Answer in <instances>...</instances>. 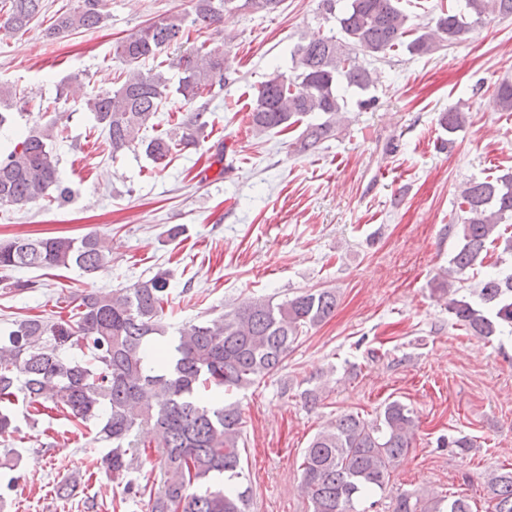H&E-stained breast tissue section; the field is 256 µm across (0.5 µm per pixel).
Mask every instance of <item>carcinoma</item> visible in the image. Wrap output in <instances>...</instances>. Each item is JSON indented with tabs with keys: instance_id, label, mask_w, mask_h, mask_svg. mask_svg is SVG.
Returning <instances> with one entry per match:
<instances>
[{
	"instance_id": "obj_1",
	"label": "carcinoma",
	"mask_w": 512,
	"mask_h": 512,
	"mask_svg": "<svg viewBox=\"0 0 512 512\" xmlns=\"http://www.w3.org/2000/svg\"><path fill=\"white\" fill-rule=\"evenodd\" d=\"M282 0H192L191 12L148 23L116 43L113 58L127 68L119 88L87 97L85 104L106 133L112 157L142 147L155 163L173 152L198 148L205 137V113L193 112L175 127L150 139L143 131L170 91L162 71L144 73L139 63L181 43L188 26H212L224 12H275ZM104 0H78L48 27L50 35L91 30L104 19ZM325 21L335 20L341 37L324 36L297 46L293 70L272 71L260 83L251 112L253 131L264 134L305 124L295 142L301 153L334 136L347 108L342 89L366 91L377 73L359 55L378 58L398 47L412 56L430 54L466 38L493 14L512 16V0H465L464 9L442 11L434 29L405 41L409 29L399 0H320ZM43 8L42 0H0V28L25 32ZM180 73L175 93L188 105L229 80L228 54L203 46L172 60ZM499 106L512 111V80L495 87ZM439 124L451 135L467 123L451 108ZM54 127L33 130L0 153V203L26 206L70 196L59 178L52 143ZM461 224L448 232L460 239L450 259L454 279L470 271L490 245L512 255V235L496 233L512 220V171L494 180L470 181L461 191ZM108 257L95 234L80 238L17 236L0 245V270L78 268L95 274ZM453 284L433 288L446 300L456 322L488 338L512 328V271L490 275L480 284L484 307L451 296ZM170 294L166 270L119 292L93 290L75 297L71 316L38 315L11 323L0 337V437L14 432L11 405L45 409L75 425L101 422L94 440L110 449L92 460L124 491L148 497L149 512H247L250 487L244 485V425L241 411L224 394L244 390L273 373L304 328L325 321L336 309V292L310 289L276 302L258 299L232 314L188 323L168 334L165 305ZM79 353H73V349ZM415 415L399 400L388 401L373 420L346 412L309 442L301 463L312 512H356V503L386 489L391 470L409 453ZM155 448L159 481L128 478L142 448ZM490 512H512V468L490 480ZM392 512H473L465 496L427 501L400 494Z\"/></svg>"
}]
</instances>
